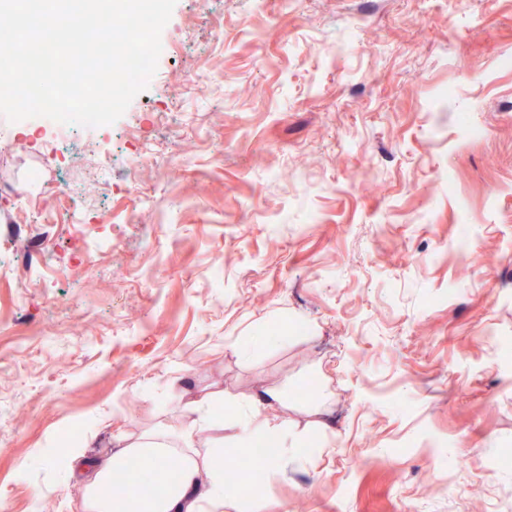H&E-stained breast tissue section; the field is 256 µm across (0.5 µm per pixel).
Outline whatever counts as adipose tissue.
<instances>
[{
  "mask_svg": "<svg viewBox=\"0 0 512 512\" xmlns=\"http://www.w3.org/2000/svg\"><path fill=\"white\" fill-rule=\"evenodd\" d=\"M172 421L162 428L138 434H120L116 452L86 457L82 448L71 450L68 464H80L84 478L79 485L83 512H225L238 497L224 481V452L228 444L245 446L258 438H271L280 448V461L268 471L270 479L282 478L283 460L309 455L305 436L286 417L276 413L282 402L278 389L267 388L251 402L248 413L225 417L220 399L187 398L176 389ZM178 457L180 470L166 491L143 501L137 485H130L125 499L112 500L105 493L114 473L131 470L140 462L160 463Z\"/></svg>",
  "mask_w": 512,
  "mask_h": 512,
  "instance_id": "1",
  "label": "adipose tissue"
}]
</instances>
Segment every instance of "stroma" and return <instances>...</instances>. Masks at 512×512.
<instances>
[{
  "label": "stroma",
  "mask_w": 512,
  "mask_h": 512,
  "mask_svg": "<svg viewBox=\"0 0 512 512\" xmlns=\"http://www.w3.org/2000/svg\"><path fill=\"white\" fill-rule=\"evenodd\" d=\"M161 45L113 124L0 120V512H82L61 433L175 383L326 435L258 512H512V0H177Z\"/></svg>",
  "instance_id": "obj_1"
}]
</instances>
